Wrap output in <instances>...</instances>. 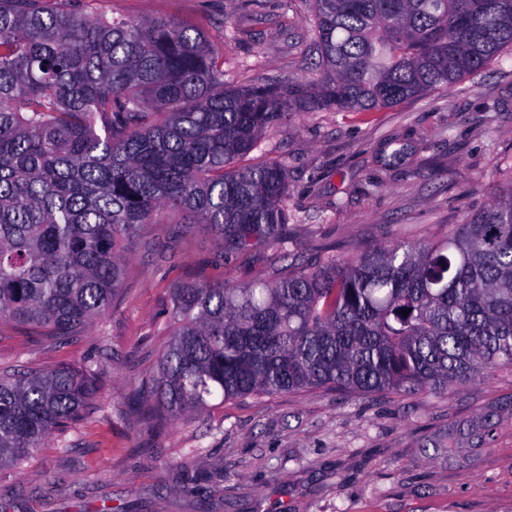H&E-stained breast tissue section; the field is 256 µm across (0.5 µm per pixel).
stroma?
Returning a JSON list of instances; mask_svg holds the SVG:
<instances>
[{
	"mask_svg": "<svg viewBox=\"0 0 512 512\" xmlns=\"http://www.w3.org/2000/svg\"><path fill=\"white\" fill-rule=\"evenodd\" d=\"M226 31L224 83L320 78L312 0H101ZM249 161L288 169L289 254L311 263L431 242L512 184V54L437 93L374 112L296 113ZM116 308L66 345L0 325V370L92 366L85 416L23 473L0 512H512V371L442 393L307 388L226 401L176 423L137 401L167 338L170 290L211 276L205 231L154 224Z\"/></svg>",
	"mask_w": 512,
	"mask_h": 512,
	"instance_id": "35a3bbf8",
	"label": "stroma"
}]
</instances>
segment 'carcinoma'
I'll list each match as a JSON object with an SVG mask.
<instances>
[{
  "label": "carcinoma",
  "instance_id": "obj_1",
  "mask_svg": "<svg viewBox=\"0 0 512 512\" xmlns=\"http://www.w3.org/2000/svg\"><path fill=\"white\" fill-rule=\"evenodd\" d=\"M315 83L224 86V36L97 0H0V322L69 343L120 296L128 245L180 216L215 239L213 280L171 291L144 403L178 422L304 388L442 392L512 367V184L434 242L330 255L228 285L288 244L287 169L239 165L315 108L447 92L512 51V0H313ZM409 310L403 316L401 310ZM89 366L0 373V471L81 419ZM279 256L280 252L275 248L261 249L240 265L224 270V282L234 284L256 276H265L271 273L273 268L281 265Z\"/></svg>",
  "mask_w": 512,
  "mask_h": 512
}]
</instances>
